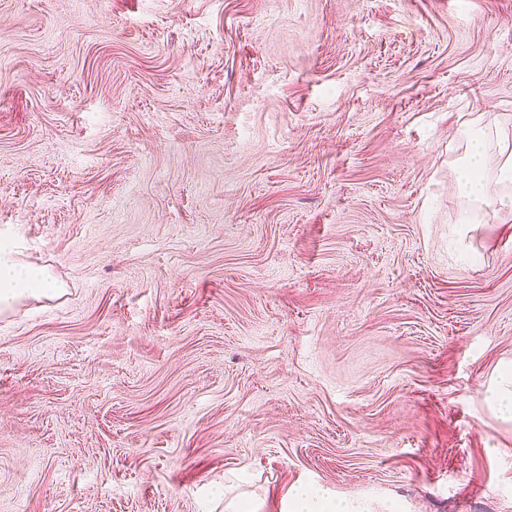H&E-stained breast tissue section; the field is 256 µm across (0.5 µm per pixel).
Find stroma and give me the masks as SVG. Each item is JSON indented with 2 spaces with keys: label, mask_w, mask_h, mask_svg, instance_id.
I'll use <instances>...</instances> for the list:
<instances>
[{
  "label": "stroma",
  "mask_w": 512,
  "mask_h": 512,
  "mask_svg": "<svg viewBox=\"0 0 512 512\" xmlns=\"http://www.w3.org/2000/svg\"><path fill=\"white\" fill-rule=\"evenodd\" d=\"M512 0H0V512L289 487L512 512ZM481 118L464 123L461 135L463 155L459 158L458 185L465 192L474 208L491 214L499 223L512 222V150L505 145L499 148V161L492 172L486 167L487 132ZM498 189L489 194V183ZM61 286L43 266L20 263L13 250L0 247V314L12 313L23 300L52 298Z\"/></svg>",
  "instance_id": "stroma-1"
}]
</instances>
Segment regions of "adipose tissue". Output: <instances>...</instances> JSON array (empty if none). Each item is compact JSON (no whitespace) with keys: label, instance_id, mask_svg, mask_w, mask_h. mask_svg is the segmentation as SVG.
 Here are the masks:
<instances>
[{"label":"adipose tissue","instance_id":"adipose-tissue-1","mask_svg":"<svg viewBox=\"0 0 512 512\" xmlns=\"http://www.w3.org/2000/svg\"><path fill=\"white\" fill-rule=\"evenodd\" d=\"M461 135L464 151L459 162L458 185L475 209L496 221L512 222V147L499 149L495 169L486 167L487 133L480 120L466 121ZM59 286L47 269L20 263L12 250L0 247V314L13 312L23 300L51 298ZM290 512H366L357 502L336 499L327 490L301 485L288 493Z\"/></svg>","mask_w":512,"mask_h":512}]
</instances>
